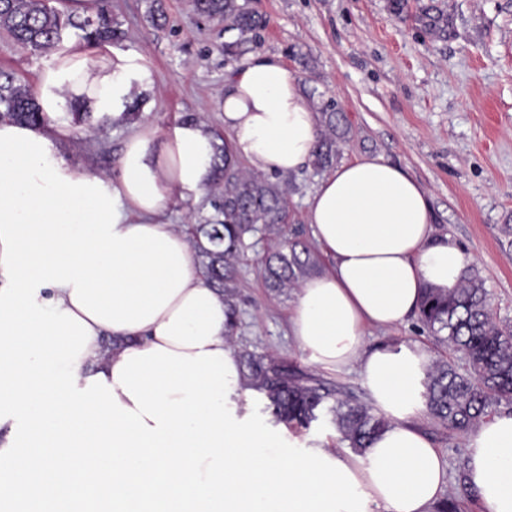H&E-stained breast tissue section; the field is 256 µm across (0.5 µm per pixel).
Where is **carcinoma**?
<instances>
[{
	"instance_id": "carcinoma-1",
	"label": "carcinoma",
	"mask_w": 512,
	"mask_h": 512,
	"mask_svg": "<svg viewBox=\"0 0 512 512\" xmlns=\"http://www.w3.org/2000/svg\"><path fill=\"white\" fill-rule=\"evenodd\" d=\"M202 18L224 22V32L236 37L224 42V57L236 61L261 43L268 27L265 14L240 0H192ZM0 29L11 45L31 52L59 47L72 29L81 31L90 47H101L125 36L120 23L105 6L81 18L50 5V0H0ZM3 118L40 126L46 116L29 87L11 74L0 80ZM311 165L317 172L336 159V132L343 114L328 103ZM207 203L214 216L193 228V245L202 258L203 277L227 306V335L238 326L236 263L257 235L279 236L286 223L285 190L269 178L233 166L224 147H215L214 175ZM315 266L310 250L283 246L266 259L268 287L282 290L307 277ZM423 326L443 345L461 353L464 363L436 362L427 370L423 397L427 411L450 430L466 431L488 415L492 407L512 401V330L490 316L487 290L473 274L461 277L450 291L426 289L419 309ZM249 389L264 396L263 412L277 423L308 426L323 409L349 447L362 453L388 427L389 421L373 407L338 387L288 368V364L238 351Z\"/></svg>"
}]
</instances>
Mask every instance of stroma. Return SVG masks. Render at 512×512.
Listing matches in <instances>:
<instances>
[{
    "mask_svg": "<svg viewBox=\"0 0 512 512\" xmlns=\"http://www.w3.org/2000/svg\"><path fill=\"white\" fill-rule=\"evenodd\" d=\"M126 33L117 44L88 51L90 60L139 53L151 72L152 90L134 120L166 138L191 117L223 139L224 115L216 101L224 78L237 70L225 58L224 26L196 14L191 0H164L166 22L154 26L152 0H104ZM269 25L261 51L280 55L315 106L333 101L344 112L345 133L336 160L379 156L406 169L425 188L438 233L449 235L489 292V311L512 325V0H247ZM47 56L0 45V71L36 85ZM72 137L61 151L93 174L117 175L127 127L93 132L70 117ZM272 181L286 186L288 238L330 266L304 220L305 200L321 177L306 166ZM277 239L257 243L238 265L239 321L235 347L285 361L289 367L341 387L360 400L369 394L355 368L328 370L311 363L288 334L295 289L267 288L260 262ZM416 342L432 360L457 355L422 331L417 318L390 331L367 329L365 343ZM247 405L253 420L272 426L281 443H318L348 454L330 417L295 431L271 423L257 393ZM423 430L440 448L448 481L442 491L455 512H480L476 494L457 480L466 461V435L424 416Z\"/></svg>",
    "mask_w": 512,
    "mask_h": 512,
    "instance_id": "stroma-1",
    "label": "stroma"
}]
</instances>
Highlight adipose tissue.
<instances>
[{"label":"adipose tissue","instance_id":"ef3b65f1","mask_svg":"<svg viewBox=\"0 0 512 512\" xmlns=\"http://www.w3.org/2000/svg\"><path fill=\"white\" fill-rule=\"evenodd\" d=\"M152 78L133 52L90 63L70 39L39 73L49 126L0 121V507L22 512H430L445 463L422 433L427 350L366 347L370 327L405 324L429 288L468 263L436 234L421 184L380 157L342 163L306 200L331 265L289 315L297 346L325 369L357 367L389 421L370 448L284 451L238 413L248 389L228 343L224 300L202 277L169 205L210 183L214 138L186 120L162 148L142 125L119 173L59 150L78 111L120 124ZM231 163L292 173L318 118L280 56L252 54L217 100ZM120 338L102 348L104 335ZM466 482L483 512H512V412L466 437Z\"/></svg>","mask_w":512,"mask_h":512}]
</instances>
